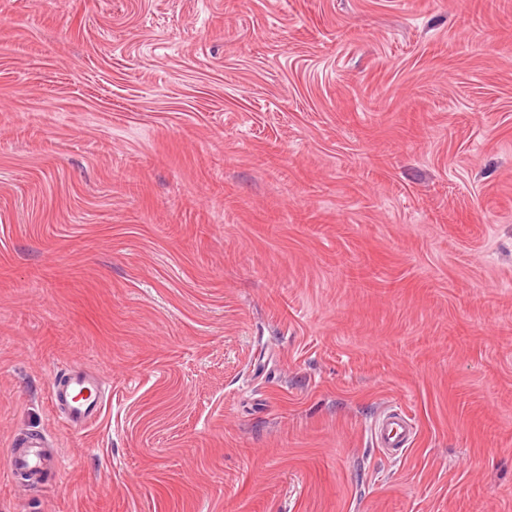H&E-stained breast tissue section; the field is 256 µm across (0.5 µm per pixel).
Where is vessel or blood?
<instances>
[{
  "instance_id": "vessel-or-blood-1",
  "label": "vessel or blood",
  "mask_w": 512,
  "mask_h": 512,
  "mask_svg": "<svg viewBox=\"0 0 512 512\" xmlns=\"http://www.w3.org/2000/svg\"><path fill=\"white\" fill-rule=\"evenodd\" d=\"M49 399L61 411L60 420L70 430L79 431L97 420L103 409V386L98 377L87 375L75 365L57 370L53 376ZM371 440L392 458L405 456L411 449L413 423L401 410H394L378 418L371 426ZM45 435L37 434L23 444L12 448L8 467L13 472L36 474L54 461L47 453Z\"/></svg>"
}]
</instances>
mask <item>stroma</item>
Here are the masks:
<instances>
[{
    "instance_id": "1",
    "label": "stroma",
    "mask_w": 512,
    "mask_h": 512,
    "mask_svg": "<svg viewBox=\"0 0 512 512\" xmlns=\"http://www.w3.org/2000/svg\"><path fill=\"white\" fill-rule=\"evenodd\" d=\"M0 512H512V0H0ZM49 399L61 410L62 424L79 431L100 417L103 386L97 376H89L78 366L68 365L54 374ZM413 430L411 418L401 409L393 410L371 425V440L389 457L400 458L406 456L413 445ZM48 441L45 435L35 434L23 444L10 450L8 467L11 472L38 474L54 462L55 454L45 451Z\"/></svg>"
}]
</instances>
